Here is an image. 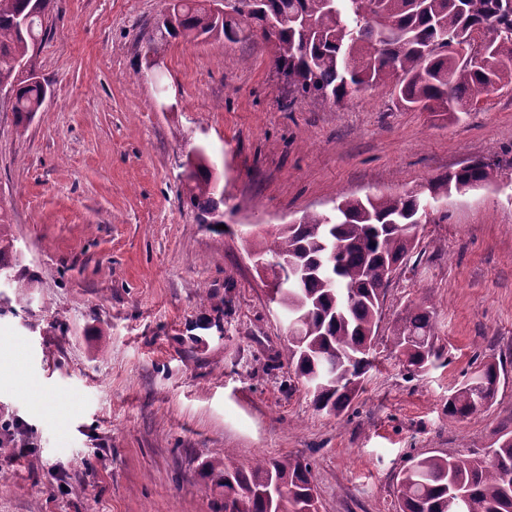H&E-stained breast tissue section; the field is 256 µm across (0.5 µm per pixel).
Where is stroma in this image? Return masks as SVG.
<instances>
[{
  "label": "stroma",
  "instance_id": "obj_1",
  "mask_svg": "<svg viewBox=\"0 0 512 512\" xmlns=\"http://www.w3.org/2000/svg\"><path fill=\"white\" fill-rule=\"evenodd\" d=\"M164 9L49 0L46 101L25 126L0 102V211L25 281L0 285V423L31 443L0 462V512H220L200 472L227 452L309 462L320 512H395L408 457L478 456L512 430V84L456 117L404 108L391 83L335 106L292 94L259 39H159ZM197 146L221 234L179 198ZM476 159L497 182L435 203L385 290L375 368L347 409L317 411L248 238ZM420 300L443 357L412 375L392 328ZM478 359L501 362L497 395L450 421Z\"/></svg>",
  "mask_w": 512,
  "mask_h": 512
}]
</instances>
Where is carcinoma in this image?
Here are the masks:
<instances>
[{
  "label": "carcinoma",
  "instance_id": "carcinoma-1",
  "mask_svg": "<svg viewBox=\"0 0 512 512\" xmlns=\"http://www.w3.org/2000/svg\"><path fill=\"white\" fill-rule=\"evenodd\" d=\"M33 0H0V90L10 95L17 122L40 111L48 86L37 70L33 47L45 36L44 19L27 23ZM162 26L171 39L194 41L212 33L230 42L248 34L272 50V66L302 97L334 105L398 80L408 109L460 112L473 96L512 83V0H259L255 9L210 21L203 0H170ZM482 34L475 41L474 33ZM478 54L462 60L460 45ZM180 200L200 223L216 229L224 218L214 164L203 147L182 164ZM495 165L478 159L430 181L417 192L341 196L333 214L311 213L283 225L271 244L254 253L286 258L304 274L302 285L279 295L278 304L301 317L288 337V363L314 407L339 413L362 388L372 365L381 297L391 275L414 247L415 231L431 221L430 201L497 182ZM340 246L336 263L325 253ZM19 258L0 218V276L23 287ZM393 341L416 372L439 360L433 313L422 304L406 307ZM499 365L486 362L448 397V419L461 421L490 405ZM484 457H412L401 471L397 512H512V431ZM205 489L238 500L243 512H319L310 465L284 456L262 459L248 469L229 456L202 465Z\"/></svg>",
  "mask_w": 512,
  "mask_h": 512
}]
</instances>
